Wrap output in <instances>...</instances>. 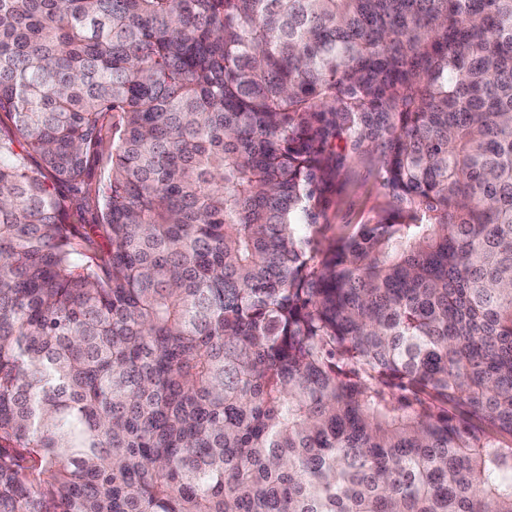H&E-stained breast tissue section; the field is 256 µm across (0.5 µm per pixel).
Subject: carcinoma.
<instances>
[{"label": "carcinoma", "instance_id": "1", "mask_svg": "<svg viewBox=\"0 0 512 512\" xmlns=\"http://www.w3.org/2000/svg\"><path fill=\"white\" fill-rule=\"evenodd\" d=\"M0 512H512V0H0ZM108 167V151L105 150L102 158L99 162V164L95 168L94 177L92 181V187L89 195L86 196L85 200L83 201V209L85 211V220L86 224L84 223H77V228L80 234H89L93 236V230L89 224H92L93 218L96 215V212L98 211V200L97 196L95 195V187L100 179V176L102 177L104 173H106ZM377 153L370 152L353 159L340 177L337 192L321 230L328 241L352 233L360 224H369L387 207L389 197L382 184L376 162Z\"/></svg>", "mask_w": 512, "mask_h": 512}]
</instances>
